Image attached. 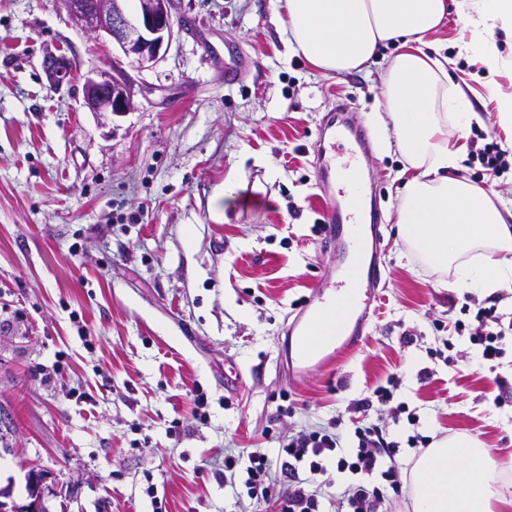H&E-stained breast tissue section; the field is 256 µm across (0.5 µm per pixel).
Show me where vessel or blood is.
<instances>
[{"mask_svg":"<svg viewBox=\"0 0 512 512\" xmlns=\"http://www.w3.org/2000/svg\"><path fill=\"white\" fill-rule=\"evenodd\" d=\"M326 125L334 134L330 145L319 149L318 174L336 175L342 186L326 203L325 242L342 246L346 260L335 274L321 275L318 285L326 289V296L307 302L288 326L292 377L324 367L337 352L355 350L364 342L382 282L377 253L364 248L365 239L380 241V219L376 210L365 207L366 191L354 166L357 155L370 150L369 134L342 111L329 116Z\"/></svg>","mask_w":512,"mask_h":512,"instance_id":"vessel-or-blood-1","label":"vessel or blood"}]
</instances>
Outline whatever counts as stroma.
Here are the masks:
<instances>
[{"label":"stroma","instance_id":"35a3bbf8","mask_svg":"<svg viewBox=\"0 0 512 512\" xmlns=\"http://www.w3.org/2000/svg\"><path fill=\"white\" fill-rule=\"evenodd\" d=\"M178 33L151 68L132 71L135 108L82 106L83 74L110 58L58 0H0V487L27 503L44 476L49 512H239L224 455L340 418L391 376L401 384L367 422L399 442L467 434L512 460V334L487 363L468 335L465 287L423 264L398 233L410 174L383 129L382 60L325 75L289 52L271 0H175ZM456 21L435 35L475 117L456 128V174L512 209V183L486 174L482 135L498 94H512V39L492 38L507 67L459 53ZM246 64L224 78L231 53ZM68 58L51 80L47 53ZM373 136L360 174L384 224L385 286L355 352L288 380L277 362L286 321L315 297L339 252L319 231L326 192L317 150L336 108ZM465 335H457L455 321ZM451 340L454 364L435 351ZM205 393V419L195 416ZM405 406L417 425L393 420ZM155 488L148 496L147 488Z\"/></svg>","mask_w":512,"mask_h":512}]
</instances>
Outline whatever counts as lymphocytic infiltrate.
Here are the masks:
<instances>
[{
	"label": "lymphocytic infiltrate",
	"instance_id": "1",
	"mask_svg": "<svg viewBox=\"0 0 512 512\" xmlns=\"http://www.w3.org/2000/svg\"><path fill=\"white\" fill-rule=\"evenodd\" d=\"M478 326L469 336L480 346L484 360L501 357L505 329L495 307L477 306ZM355 447H347L340 432L329 427H305L280 438L281 465L272 470L261 450H242L224 457V485L244 486L249 499L276 501L279 512H320L322 488H334L329 498L333 512H384L385 489L400 491L402 479L396 461L398 448L386 441L374 425L356 427ZM334 458L337 473H351L353 483L336 485L329 476L326 458Z\"/></svg>",
	"mask_w": 512,
	"mask_h": 512
}]
</instances>
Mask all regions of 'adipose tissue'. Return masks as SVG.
<instances>
[{"label": "adipose tissue", "instance_id": "obj_1", "mask_svg": "<svg viewBox=\"0 0 512 512\" xmlns=\"http://www.w3.org/2000/svg\"><path fill=\"white\" fill-rule=\"evenodd\" d=\"M293 54L323 74L359 69L381 49L399 44L383 74L385 110L395 145L414 175L400 198L398 224L407 244L427 265L451 269L476 290L512 278V224L481 188L451 171L467 146L449 125L468 120L454 111L464 97L449 75L446 56L425 49L456 14L467 31L459 49L484 50L488 70L504 66L489 37L512 36V0H274ZM411 512H512V485L476 437L437 441L410 473Z\"/></svg>", "mask_w": 512, "mask_h": 512}]
</instances>
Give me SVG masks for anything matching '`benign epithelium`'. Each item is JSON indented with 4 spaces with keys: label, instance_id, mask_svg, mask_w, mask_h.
I'll list each match as a JSON object with an SVG mask.
<instances>
[{
    "label": "benign epithelium",
    "instance_id": "1",
    "mask_svg": "<svg viewBox=\"0 0 512 512\" xmlns=\"http://www.w3.org/2000/svg\"><path fill=\"white\" fill-rule=\"evenodd\" d=\"M71 22L92 36L98 45L118 48L129 66L143 70L156 64L164 43L172 41L175 31L174 0H138L135 13H130L126 0H59ZM43 68L54 78L69 67V59L47 54ZM83 106L100 114L121 116L134 109V87L122 64L112 61V71L97 66L83 75ZM32 501L20 506L11 500L10 492L0 490V512H43V491L36 484L31 489Z\"/></svg>",
    "mask_w": 512,
    "mask_h": 512
}]
</instances>
